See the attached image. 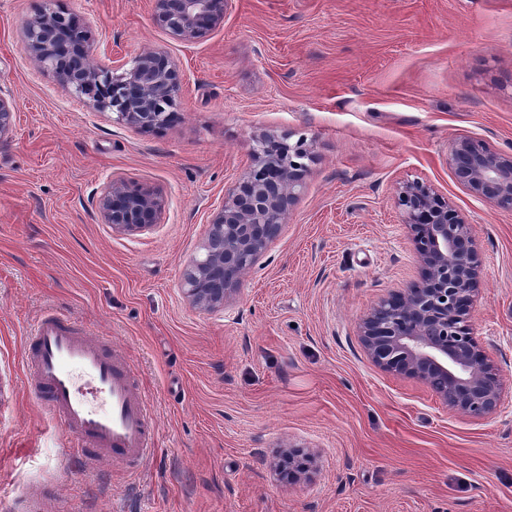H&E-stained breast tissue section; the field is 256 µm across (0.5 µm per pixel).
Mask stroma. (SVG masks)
Masks as SVG:
<instances>
[{
	"mask_svg": "<svg viewBox=\"0 0 512 512\" xmlns=\"http://www.w3.org/2000/svg\"><path fill=\"white\" fill-rule=\"evenodd\" d=\"M58 3L124 64L168 51L185 91L161 130L97 111L22 49L42 0H0L17 108L0 142V512H512V212L448 163L462 137L512 150V0H229L190 44L148 0ZM263 136L312 143L305 189L236 295L196 307L183 269ZM113 179L159 189L161 223H102ZM414 180L476 239L471 324L502 383L485 418L448 411L359 340L363 316L420 279L395 202ZM50 309L127 356L158 431L142 465L80 463L37 401L24 336ZM291 446L313 461L287 485Z\"/></svg>",
	"mask_w": 512,
	"mask_h": 512,
	"instance_id": "1",
	"label": "stroma"
}]
</instances>
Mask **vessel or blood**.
<instances>
[{
	"instance_id": "obj_1",
	"label": "vessel or blood",
	"mask_w": 512,
	"mask_h": 512,
	"mask_svg": "<svg viewBox=\"0 0 512 512\" xmlns=\"http://www.w3.org/2000/svg\"><path fill=\"white\" fill-rule=\"evenodd\" d=\"M23 370L37 394L70 434L85 464L144 461L153 448L149 408L128 361L107 337L87 335L73 318L49 311L25 338Z\"/></svg>"
}]
</instances>
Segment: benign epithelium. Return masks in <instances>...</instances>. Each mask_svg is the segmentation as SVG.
<instances>
[{
    "label": "benign epithelium",
    "mask_w": 512,
    "mask_h": 512,
    "mask_svg": "<svg viewBox=\"0 0 512 512\" xmlns=\"http://www.w3.org/2000/svg\"><path fill=\"white\" fill-rule=\"evenodd\" d=\"M157 26L172 40L193 43L224 22L228 0H149ZM22 48L34 66L110 111L132 127L159 129L175 112L185 85L179 65L159 49L142 52L133 65L96 58L91 26L62 10L56 0L28 18ZM16 107L0 86V142L11 135ZM251 163L224 194L201 246L187 266L185 297L195 306L224 305L238 292L242 276L278 236L303 193L304 159L311 145L290 146L263 137ZM448 162L470 196L512 211V152H496L476 138L452 142ZM422 267L421 280L382 299L362 320L359 333L371 361L385 371L428 385L451 412L473 418L493 414L501 382L470 327V307L479 292L481 261L471 225L437 190L420 182L402 184L396 195ZM103 223L137 234L161 223L165 200L149 186L113 180L98 205Z\"/></svg>",
    "instance_id": "1"
}]
</instances>
